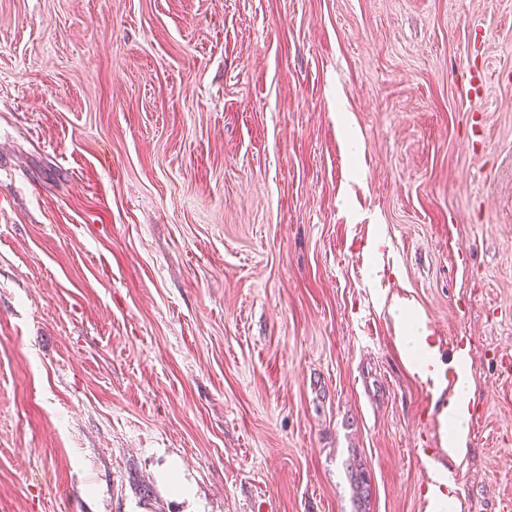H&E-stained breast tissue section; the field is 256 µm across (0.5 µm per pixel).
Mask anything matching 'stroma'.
Instances as JSON below:
<instances>
[{"instance_id":"1","label":"stroma","mask_w":512,"mask_h":512,"mask_svg":"<svg viewBox=\"0 0 512 512\" xmlns=\"http://www.w3.org/2000/svg\"><path fill=\"white\" fill-rule=\"evenodd\" d=\"M435 464L512 512V0H0V512H428ZM391 313L397 322L404 323L400 344L414 370L423 378L431 376L437 380L439 375L443 376V369L438 360V348L430 341V332L424 320L399 305L392 306ZM471 384L468 375L458 368V377L454 385V398L448 403L440 415L442 425L446 427L448 438V454L456 456L465 451V441L469 428L470 414L468 398Z\"/></svg>"}]
</instances>
